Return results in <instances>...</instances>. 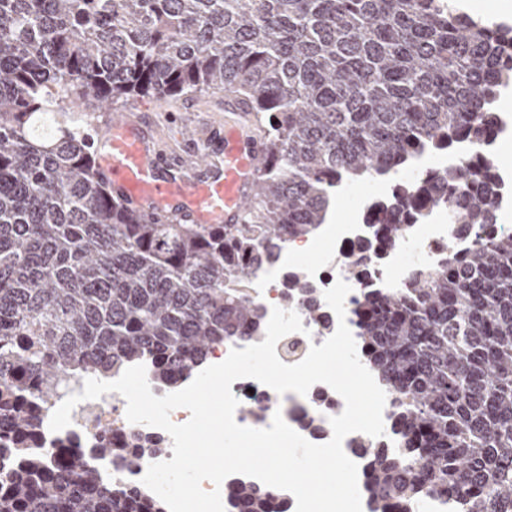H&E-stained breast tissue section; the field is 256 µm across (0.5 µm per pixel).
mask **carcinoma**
<instances>
[{"label": "carcinoma", "mask_w": 512, "mask_h": 512, "mask_svg": "<svg viewBox=\"0 0 512 512\" xmlns=\"http://www.w3.org/2000/svg\"><path fill=\"white\" fill-rule=\"evenodd\" d=\"M512 27L460 0H0V512H166L107 482L162 440H43L73 383L147 363L177 390L212 349L263 334L245 291L288 243L326 223L339 191L419 157L467 162L399 186L379 244L448 209L439 270L402 294L365 290L361 357L395 395L401 448L369 446L370 512L452 493L463 512H512V235L490 236L496 103ZM230 90L265 122L266 166L240 224H167L97 174L89 107ZM310 319L314 289L296 282ZM285 491L224 488L227 512H274Z\"/></svg>", "instance_id": "carcinoma-1"}]
</instances>
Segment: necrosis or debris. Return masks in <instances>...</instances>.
<instances>
[{
	"label": "necrosis or debris",
	"instance_id": "necrosis-or-debris-1",
	"mask_svg": "<svg viewBox=\"0 0 512 512\" xmlns=\"http://www.w3.org/2000/svg\"><path fill=\"white\" fill-rule=\"evenodd\" d=\"M357 213L354 220L328 225L320 242L304 238L292 240L281 263L259 272L247 285L249 294L268 311L276 307L300 310V303L288 291L289 281L294 277L307 280L321 291L340 279L351 287L344 303V319H337L330 307H323L320 321L303 318V332L288 334L278 342L276 352L284 363L301 361L311 346L321 345L333 335L339 321H346L352 335H359L355 309L362 289L373 288L384 293L401 291L409 287L419 269L441 267L449 248L460 251L466 248L452 232L446 211L441 210L429 223L409 226L397 242L372 249L368 243L376 238L380 218L364 206L358 207ZM231 390L243 403L251 399L271 403L291 428L315 444L331 439L329 419L344 409L342 397L324 383L314 384L303 396L293 392L281 395L248 378L235 381ZM383 422L384 436L372 439L355 432L343 441L344 452L357 464L359 471L367 469L362 444L371 441L381 448L399 445L394 434L393 401L385 403ZM106 429L115 434L134 435L146 432L147 427L128 422L124 397L111 392L99 399L78 403L71 413L69 428L47 432L46 438L50 441L64 439L75 431L94 439Z\"/></svg>",
	"mask_w": 512,
	"mask_h": 512
}]
</instances>
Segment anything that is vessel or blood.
<instances>
[{
    "mask_svg": "<svg viewBox=\"0 0 512 512\" xmlns=\"http://www.w3.org/2000/svg\"><path fill=\"white\" fill-rule=\"evenodd\" d=\"M224 151L204 163L173 160L158 145L143 107L114 113L99 141L96 167L128 207L165 222L240 223L267 156L253 114L236 95L224 96V123L216 131Z\"/></svg>",
    "mask_w": 512,
    "mask_h": 512,
    "instance_id": "vessel-or-blood-1",
    "label": "vessel or blood"
}]
</instances>
